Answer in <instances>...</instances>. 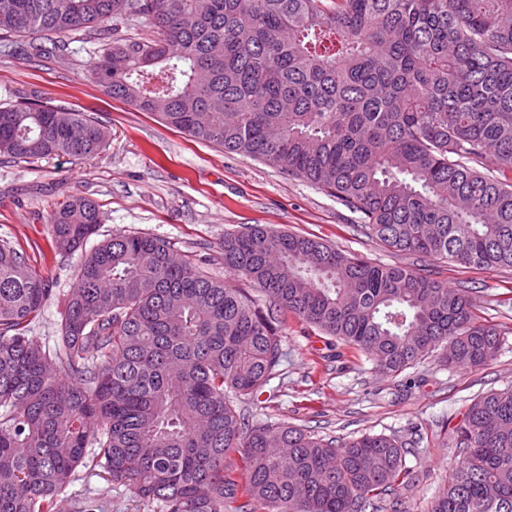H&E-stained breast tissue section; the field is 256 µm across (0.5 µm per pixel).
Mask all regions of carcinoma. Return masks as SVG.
Returning a JSON list of instances; mask_svg holds the SVG:
<instances>
[{"label": "carcinoma", "instance_id": "carcinoma-1", "mask_svg": "<svg viewBox=\"0 0 512 512\" xmlns=\"http://www.w3.org/2000/svg\"><path fill=\"white\" fill-rule=\"evenodd\" d=\"M129 18L154 37H113ZM60 35L97 46L111 98L310 182L387 249L512 269V0H0V55H50ZM108 138L85 112L0 105V161L84 160ZM48 223L72 254L101 212L73 195ZM222 249L252 291L145 233L100 241L66 290L0 241V512H65L80 469L164 512H401L414 438L339 442L238 406L280 373L279 314L385 375L435 351L485 366L501 331L417 265L258 225ZM52 297L50 346L29 332ZM453 445L432 512H512V386L474 400Z\"/></svg>", "mask_w": 512, "mask_h": 512}]
</instances>
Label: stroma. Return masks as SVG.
<instances>
[{
  "instance_id": "35a3bbf8",
  "label": "stroma",
  "mask_w": 512,
  "mask_h": 512,
  "mask_svg": "<svg viewBox=\"0 0 512 512\" xmlns=\"http://www.w3.org/2000/svg\"><path fill=\"white\" fill-rule=\"evenodd\" d=\"M93 46L67 41L56 54L0 56V104L38 99L97 117L110 132L99 155L77 162L60 154L35 163H0V239L10 241L52 287H68L81 253L54 247L50 212L72 195L96 201L101 234L142 232L214 275L224 273V234L253 224L330 243L378 264L411 265L366 237L356 216L310 183L260 160L245 159L163 125L133 105L112 99L89 77ZM449 287L473 289L476 313L503 332V345L480 368L441 367L434 356L398 376H385L364 354L293 315L279 327L285 358L279 376L244 401L258 422H288L315 434L350 440L365 434L407 437L414 484L403 512H431L438 489L460 456L453 430L474 399L512 385V270L427 264ZM68 512H162L144 506L124 486L79 471Z\"/></svg>"
}]
</instances>
